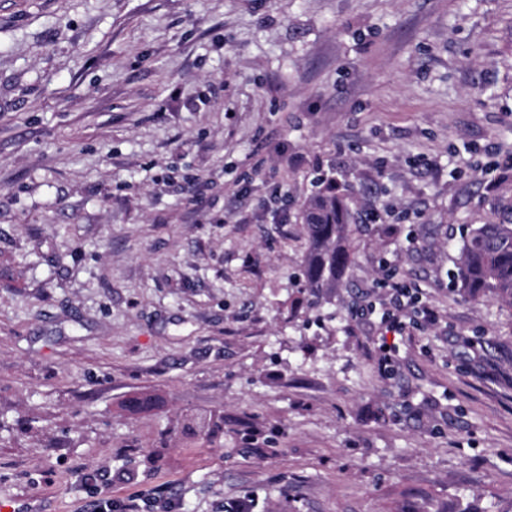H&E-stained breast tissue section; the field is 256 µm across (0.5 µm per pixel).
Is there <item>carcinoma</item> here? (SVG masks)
Instances as JSON below:
<instances>
[{
  "mask_svg": "<svg viewBox=\"0 0 512 512\" xmlns=\"http://www.w3.org/2000/svg\"><path fill=\"white\" fill-rule=\"evenodd\" d=\"M499 221L467 229L450 283L464 300L493 298L512 306V197L498 199ZM352 197L321 176L299 211L309 246L301 263L303 287L313 294L336 287L353 262L349 241Z\"/></svg>",
  "mask_w": 512,
  "mask_h": 512,
  "instance_id": "carcinoma-1",
  "label": "carcinoma"
}]
</instances>
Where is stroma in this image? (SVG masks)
Returning <instances> with one entry per match:
<instances>
[{
    "label": "stroma",
    "instance_id": "1",
    "mask_svg": "<svg viewBox=\"0 0 512 512\" xmlns=\"http://www.w3.org/2000/svg\"><path fill=\"white\" fill-rule=\"evenodd\" d=\"M510 196L512 0H0V501L512 512V307L448 279ZM314 186L299 211L309 242L301 274L303 288L319 295L327 288H336L353 262L349 241L353 200L332 177H318ZM389 303L395 310L383 313V319L389 322V328L393 332L401 333L406 329V319L409 322L425 326L433 325L437 321L435 309L421 302L420 292L417 288H409L401 282L390 285Z\"/></svg>",
    "mask_w": 512,
    "mask_h": 512
}]
</instances>
